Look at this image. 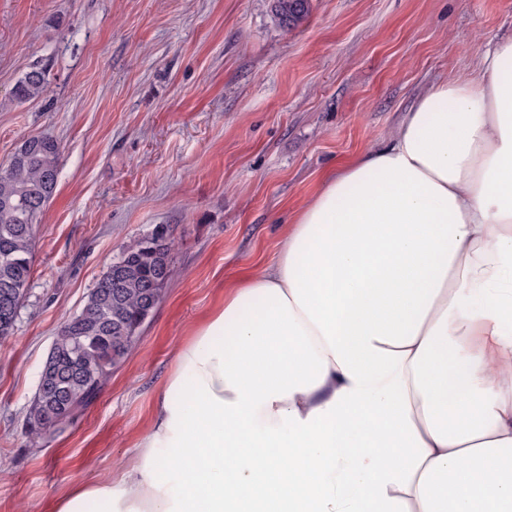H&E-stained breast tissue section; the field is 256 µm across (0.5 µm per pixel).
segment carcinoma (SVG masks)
I'll return each instance as SVG.
<instances>
[{"label": "carcinoma", "mask_w": 512, "mask_h": 512, "mask_svg": "<svg viewBox=\"0 0 512 512\" xmlns=\"http://www.w3.org/2000/svg\"><path fill=\"white\" fill-rule=\"evenodd\" d=\"M280 25L299 26L308 16L311 0H272ZM46 71L34 66L17 82L12 101L40 97ZM59 144L48 137L27 138L9 162L0 167V343L9 340L26 296L35 246V220L55 191L59 175ZM175 239L166 232L151 233L122 252L131 272L113 293L112 267L102 273L78 314L77 326L66 320L50 352L56 355L54 388L31 402L27 424L30 439L69 421L99 394L128 353L137 347L144 310L159 303L169 280Z\"/></svg>", "instance_id": "1"}]
</instances>
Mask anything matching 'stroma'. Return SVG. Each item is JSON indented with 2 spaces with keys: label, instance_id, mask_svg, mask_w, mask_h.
Instances as JSON below:
<instances>
[{
  "label": "stroma",
  "instance_id": "35a3bbf8",
  "mask_svg": "<svg viewBox=\"0 0 512 512\" xmlns=\"http://www.w3.org/2000/svg\"><path fill=\"white\" fill-rule=\"evenodd\" d=\"M512 34V0H0V165L32 136L61 150L33 271L0 343V512H55L80 481L137 460L179 347L277 258L319 185L387 141L443 77ZM46 91L16 103L31 66ZM176 246L138 345L73 421L25 433L60 326L156 226ZM272 8L280 25L286 29H293L310 13L311 0H273Z\"/></svg>",
  "mask_w": 512,
  "mask_h": 512
}]
</instances>
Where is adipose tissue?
<instances>
[{
  "mask_svg": "<svg viewBox=\"0 0 512 512\" xmlns=\"http://www.w3.org/2000/svg\"><path fill=\"white\" fill-rule=\"evenodd\" d=\"M92 500L512 512V38L319 189L179 348L136 463L56 512Z\"/></svg>",
  "mask_w": 512,
  "mask_h": 512,
  "instance_id": "obj_1",
  "label": "adipose tissue"
}]
</instances>
